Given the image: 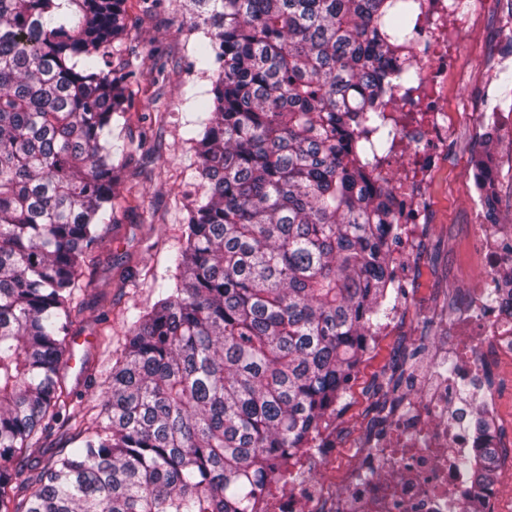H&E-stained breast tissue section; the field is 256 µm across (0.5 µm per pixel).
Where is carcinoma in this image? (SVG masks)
<instances>
[{
    "mask_svg": "<svg viewBox=\"0 0 512 512\" xmlns=\"http://www.w3.org/2000/svg\"><path fill=\"white\" fill-rule=\"evenodd\" d=\"M193 2L192 66L212 95L188 138L200 191L158 299L126 311L97 406L58 372L116 200H139L112 125L128 121V81L156 85L165 66L139 71L134 47L113 64L125 0H0V512H250L387 317L403 203L372 172L396 141L387 107L413 103L419 80L411 0ZM492 144L474 182L498 224ZM476 426L486 446L461 466L479 502L505 449L483 409Z\"/></svg>",
    "mask_w": 512,
    "mask_h": 512,
    "instance_id": "obj_1",
    "label": "carcinoma"
}]
</instances>
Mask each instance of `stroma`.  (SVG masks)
<instances>
[{
  "label": "stroma",
  "instance_id": "stroma-1",
  "mask_svg": "<svg viewBox=\"0 0 512 512\" xmlns=\"http://www.w3.org/2000/svg\"><path fill=\"white\" fill-rule=\"evenodd\" d=\"M125 9L131 24L128 40L140 51L136 59L140 70L150 71L159 59L165 61L166 71L162 88L146 80L131 85L129 120L112 129V142L119 146L142 134L148 138L127 157L126 175L140 185V206L118 212L93 264L85 269L93 285L77 293L83 311L71 331L70 360L60 371L66 391L96 402L102 399V386L90 380V373L111 366L119 357L126 337L125 309L154 303L159 284L169 275V257L182 242L186 205L197 189L187 137L197 117L195 106L207 101L210 88L205 75L190 68L192 0H163L153 15L144 13L142 0H126ZM511 29L512 17L480 15L461 44L459 82L448 88L456 135L430 190L429 223L419 226L410 247L397 241L390 247L392 259L408 268L396 290L404 302L403 313L371 345L356 369L336 417L335 471L351 466L349 450L362 443L370 425L374 385L393 357L408 349L402 390L412 392L426 364L453 355L454 348L445 338L453 333L454 313L462 294L484 279L471 247L478 199L471 160L487 126L503 124L504 113H512V63L502 64L497 50ZM145 113L152 116L153 126L142 123ZM495 158L499 218L512 225V136L501 135ZM103 293L112 299V313L106 318L98 303ZM104 334L110 336V345H101ZM488 371L490 390L498 400L495 422L503 440L512 441V360L493 361Z\"/></svg>",
  "mask_w": 512,
  "mask_h": 512
}]
</instances>
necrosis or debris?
<instances>
[{"instance_id": "necrosis-or-debris-1", "label": "necrosis or debris", "mask_w": 512, "mask_h": 512, "mask_svg": "<svg viewBox=\"0 0 512 512\" xmlns=\"http://www.w3.org/2000/svg\"><path fill=\"white\" fill-rule=\"evenodd\" d=\"M496 0L478 7L463 0H424L416 17L420 39L414 57L422 75L419 96L429 108L418 122L398 120V142L413 147L418 165L381 163L380 176L392 184L406 208L404 222L425 224L426 191L448 153L454 116L445 100L453 71L448 66L470 31L476 12H490ZM484 281L454 325L456 370L445 362L431 363L421 382L420 400H409L396 415L390 433L371 444L353 448L355 466L343 486L324 482L317 474L336 467V418L327 416L312 434L309 449L292 460L285 478L269 483L253 503L254 512H460L467 496L466 473L458 461L474 443L467 428L472 407H494L483 390L485 359H474L476 348L512 356V319Z\"/></svg>"}]
</instances>
